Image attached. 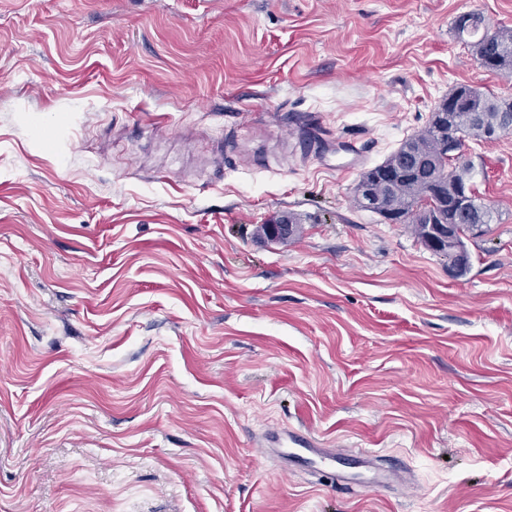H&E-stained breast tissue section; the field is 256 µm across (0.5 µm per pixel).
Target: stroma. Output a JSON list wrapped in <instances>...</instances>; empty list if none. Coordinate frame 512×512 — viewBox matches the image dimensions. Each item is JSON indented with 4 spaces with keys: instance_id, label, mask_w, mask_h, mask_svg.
Returning a JSON list of instances; mask_svg holds the SVG:
<instances>
[{
    "instance_id": "stroma-1",
    "label": "stroma",
    "mask_w": 512,
    "mask_h": 512,
    "mask_svg": "<svg viewBox=\"0 0 512 512\" xmlns=\"http://www.w3.org/2000/svg\"><path fill=\"white\" fill-rule=\"evenodd\" d=\"M472 11L512 29V0H0V512H512V131L466 142L494 219L462 277L355 201L454 86L512 103ZM279 425L415 486L288 472Z\"/></svg>"
}]
</instances>
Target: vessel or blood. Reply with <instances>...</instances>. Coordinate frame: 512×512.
<instances>
[{"label": "vessel or blood", "mask_w": 512, "mask_h": 512, "mask_svg": "<svg viewBox=\"0 0 512 512\" xmlns=\"http://www.w3.org/2000/svg\"><path fill=\"white\" fill-rule=\"evenodd\" d=\"M258 446L263 452L276 454L288 469L327 473L336 483L349 487L366 484L386 488L412 482L407 464L398 458L324 448L308 431L294 427L284 426L265 433Z\"/></svg>", "instance_id": "vessel-or-blood-1"}]
</instances>
